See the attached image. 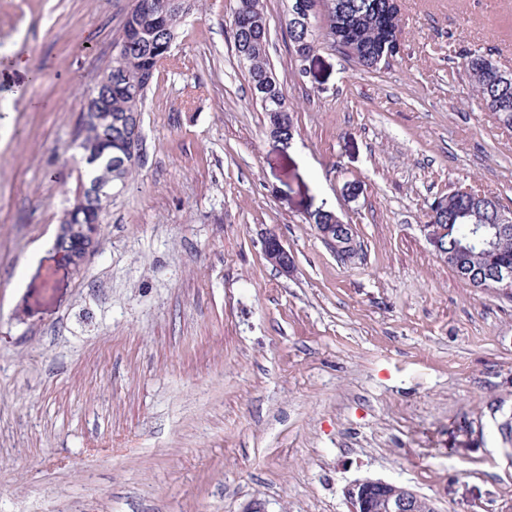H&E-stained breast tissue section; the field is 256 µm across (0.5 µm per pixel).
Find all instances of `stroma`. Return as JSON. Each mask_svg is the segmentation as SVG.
<instances>
[{"label": "stroma", "mask_w": 512, "mask_h": 512, "mask_svg": "<svg viewBox=\"0 0 512 512\" xmlns=\"http://www.w3.org/2000/svg\"><path fill=\"white\" fill-rule=\"evenodd\" d=\"M263 2L290 139L252 100L229 0H197L75 272L54 248L73 138L135 0H0V512H349L364 477L438 512L512 499V295L459 279L426 227L460 187L512 208V126L462 68L512 70V0H401L400 52L369 73L298 61L285 0ZM265 257L282 272L288 273L293 267V257L275 232H269L263 238Z\"/></svg>", "instance_id": "35a3bbf8"}]
</instances>
